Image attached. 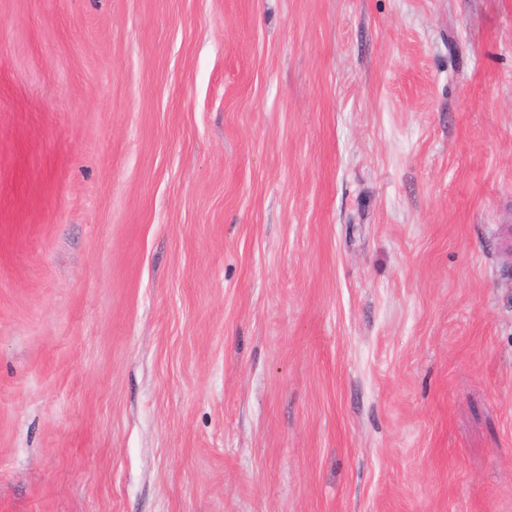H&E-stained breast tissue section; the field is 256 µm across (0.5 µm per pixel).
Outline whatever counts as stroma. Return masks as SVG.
<instances>
[{"mask_svg": "<svg viewBox=\"0 0 512 512\" xmlns=\"http://www.w3.org/2000/svg\"><path fill=\"white\" fill-rule=\"evenodd\" d=\"M512 0H0V512H512Z\"/></svg>", "mask_w": 512, "mask_h": 512, "instance_id": "stroma-1", "label": "stroma"}]
</instances>
